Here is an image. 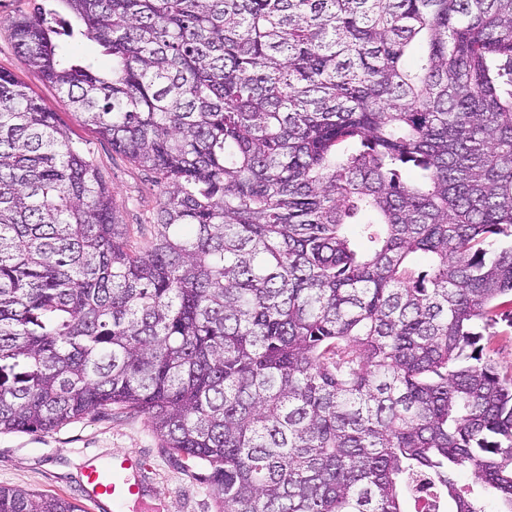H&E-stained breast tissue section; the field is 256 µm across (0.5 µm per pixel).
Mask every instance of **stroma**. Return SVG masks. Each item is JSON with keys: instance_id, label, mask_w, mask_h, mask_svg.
<instances>
[{"instance_id": "1", "label": "stroma", "mask_w": 512, "mask_h": 512, "mask_svg": "<svg viewBox=\"0 0 512 512\" xmlns=\"http://www.w3.org/2000/svg\"><path fill=\"white\" fill-rule=\"evenodd\" d=\"M54 0H0V69L12 72L49 110L57 113L74 139L86 143L119 206V219L148 237L159 189L151 174L113 150L85 126L63 97L15 52L9 21L20 14L54 8ZM116 453L148 457L143 473L147 491L140 503L117 507L85 505V512H217L206 467L164 448L147 417L107 409L48 432L0 433V487H23L36 493L80 500L82 471L89 460L109 462Z\"/></svg>"}]
</instances>
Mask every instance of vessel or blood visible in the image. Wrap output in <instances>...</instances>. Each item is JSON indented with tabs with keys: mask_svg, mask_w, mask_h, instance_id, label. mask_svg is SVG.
<instances>
[{
	"mask_svg": "<svg viewBox=\"0 0 512 512\" xmlns=\"http://www.w3.org/2000/svg\"><path fill=\"white\" fill-rule=\"evenodd\" d=\"M148 467L146 458L129 454L113 456L104 468L89 463L84 472L82 497L91 504L113 499L138 500L143 495L140 473Z\"/></svg>",
	"mask_w": 512,
	"mask_h": 512,
	"instance_id": "b4317fda",
	"label": "vessel or blood"
}]
</instances>
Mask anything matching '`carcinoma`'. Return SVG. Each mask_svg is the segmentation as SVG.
<instances>
[{"mask_svg": "<svg viewBox=\"0 0 512 512\" xmlns=\"http://www.w3.org/2000/svg\"><path fill=\"white\" fill-rule=\"evenodd\" d=\"M57 2L17 54L160 198L133 241L0 70V433L142 413L218 512H512V0ZM68 49L75 58L96 61L101 68L108 65V57L102 54L101 47L93 40L80 38L71 42ZM498 335L494 337L491 352L497 362L499 370L503 373L512 372V327L500 323L497 326Z\"/></svg>", "mask_w": 512, "mask_h": 512, "instance_id": "1", "label": "carcinoma"}]
</instances>
